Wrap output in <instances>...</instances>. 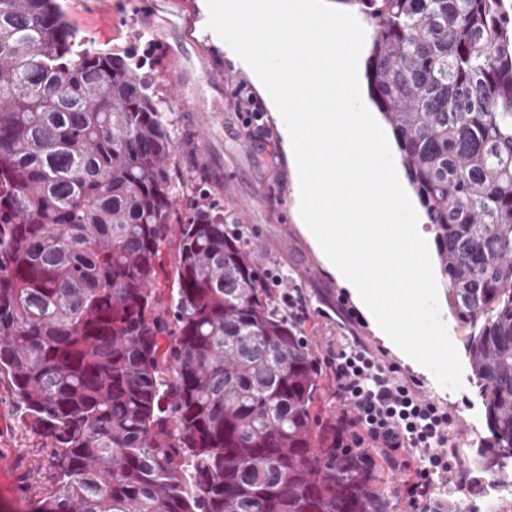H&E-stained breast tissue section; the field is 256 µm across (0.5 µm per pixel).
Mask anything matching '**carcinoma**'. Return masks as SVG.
I'll list each match as a JSON object with an SVG mask.
<instances>
[{
  "label": "carcinoma",
  "mask_w": 512,
  "mask_h": 512,
  "mask_svg": "<svg viewBox=\"0 0 512 512\" xmlns=\"http://www.w3.org/2000/svg\"><path fill=\"white\" fill-rule=\"evenodd\" d=\"M338 2L373 29L371 97L512 456V0ZM175 148L128 58L58 0H0V376L57 469L30 512H382L247 227L190 208L156 299ZM172 251L173 250L167 246H163L162 254L164 259L165 273L159 269L158 280L153 285L157 299L161 300L164 305H167L169 302L170 288H172L174 280V256Z\"/></svg>",
  "instance_id": "cac0c4a2"
}]
</instances>
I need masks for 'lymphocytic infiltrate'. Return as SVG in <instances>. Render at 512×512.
Masks as SVG:
<instances>
[{
  "label": "lymphocytic infiltrate",
  "mask_w": 512,
  "mask_h": 512,
  "mask_svg": "<svg viewBox=\"0 0 512 512\" xmlns=\"http://www.w3.org/2000/svg\"><path fill=\"white\" fill-rule=\"evenodd\" d=\"M324 364L337 396L352 410L336 424L337 447L377 449L389 469L402 475L412 512H442L437 480L451 475L458 486L469 484L451 446L453 414L358 340L329 351Z\"/></svg>",
  "instance_id": "1"
}]
</instances>
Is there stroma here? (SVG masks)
Wrapping results in <instances>:
<instances>
[{
  "label": "stroma",
  "mask_w": 512,
  "mask_h": 512,
  "mask_svg": "<svg viewBox=\"0 0 512 512\" xmlns=\"http://www.w3.org/2000/svg\"><path fill=\"white\" fill-rule=\"evenodd\" d=\"M70 24L88 46L131 56L138 75L152 85L168 107L178 150L170 164L175 210L185 213L203 196L223 202L225 213L249 227L261 243L265 262L288 276L287 289L304 295L309 317L301 324L315 358L346 337L358 336L371 349L383 351L401 375L420 381L425 395L455 417L454 442L460 462L472 479L469 487L441 481L439 498L448 512H486L485 464L496 455L486 423L485 406L465 348L464 333L449 307L446 288L438 303L448 335L463 366V386L449 391L425 368L402 361L379 336L370 319L359 311L352 293L325 268L294 216V175L283 148L282 135L271 114L263 122L270 132L258 144L242 127L236 111L240 92L257 101L265 95L239 59L226 56L222 44H194L197 28L207 23V0H59ZM181 66L188 82L181 96L168 92L173 66ZM211 100L215 109L199 112L197 97ZM284 289V290H287ZM284 290L272 291L280 299ZM11 456L10 478L0 486V512H30L52 489L55 468L50 449L8 380H0V453Z\"/></svg>",
  "instance_id": "stroma-1"
}]
</instances>
